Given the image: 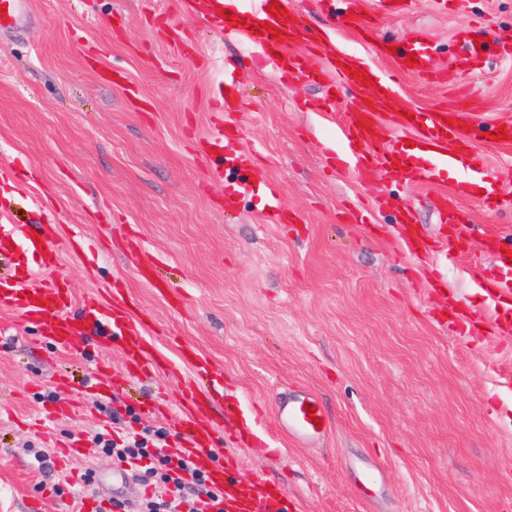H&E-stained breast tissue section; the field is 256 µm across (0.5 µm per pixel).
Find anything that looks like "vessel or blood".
Returning a JSON list of instances; mask_svg holds the SVG:
<instances>
[{
	"instance_id": "obj_1",
	"label": "vessel or blood",
	"mask_w": 512,
	"mask_h": 512,
	"mask_svg": "<svg viewBox=\"0 0 512 512\" xmlns=\"http://www.w3.org/2000/svg\"><path fill=\"white\" fill-rule=\"evenodd\" d=\"M272 0H261L258 12L235 10L233 19L220 15L222 0H205L202 8L191 9V0H179L182 11H194L200 19L221 29H230L235 19L248 21L247 39L257 46L250 62L256 67H276L282 81L302 79L323 86L326 99L336 95L337 83H345L358 93L359 101L340 128L341 139L347 156L362 168H379L386 173H399L408 177L416 186H433L441 173L453 170L459 178L453 189L454 198L466 197L471 192L473 179L487 178L490 169L484 157L472 150L470 131L482 128L484 122L476 101L465 92H458L448 101L439 104L434 111L415 113L405 118L392 112L381 116L379 108L396 95L398 77L411 74L428 81H453L459 70L479 63L489 44L487 30L478 24H469L461 30L460 40L463 54L451 63L448 69L436 71L429 67L427 57L421 52L422 38L419 32L408 34L405 49L390 52L387 43H377L380 56H392L395 73H387L369 63L360 55L343 51L330 44L313 46L305 44L302 27L297 19L274 15L268 7ZM5 12L0 15V32L11 33L23 28L30 15V0H0ZM364 0H348V8L342 19L343 27H358L363 37H372L373 32L366 23L362 11ZM416 54V65H408L409 54ZM365 70L371 84H362L353 78L352 70ZM396 131L418 130L419 136L413 152L404 153L383 141L381 124ZM225 134L215 131L201 141L202 151L210 156L225 157L227 164L242 170L248 167L250 155L238 150L226 152ZM430 158L429 165L418 162L419 155ZM438 221L453 227L452 235L432 242L420 230L412 211H402L399 219V234L408 252L419 260L438 255H447L464 241V230L454 214L452 204H443L438 212ZM500 237L488 236L484 247L495 257L499 267L510 270L507 278L481 279L480 287L490 301L489 317L470 313L472 321H483L493 333L501 336L512 334V259L505 257ZM0 259L14 263L17 278L8 282L0 280V308L11 310L28 325L35 327L41 338L55 348L68 350L77 344L91 342L101 347L112 344V328L117 314H124L125 333L123 340L124 368L122 373L112 372L105 365L99 366L94 378V387L102 394H110L113 385L122 378L146 373L161 361L162 356L151 339L128 315L129 307L122 294H114L109 304L89 300L74 306L68 289L60 279L43 280L36 276V269L54 272L59 266V251L51 228H43L39 237L18 233L14 229L0 227ZM194 374L186 382L183 399L179 406V423L189 435L179 448L181 456L190 458L197 467H206L217 439L218 430L207 419V394L202 389L198 375L207 368V361L199 354L188 358ZM325 412L319 398L304 391L278 401L275 405V420L279 429L292 441L308 443L327 433L326 428L317 427L316 419L324 418ZM285 495L281 487L264 488L254 479L240 481L224 496V512H281V501Z\"/></svg>"
}]
</instances>
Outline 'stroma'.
<instances>
[{
  "mask_svg": "<svg viewBox=\"0 0 512 512\" xmlns=\"http://www.w3.org/2000/svg\"><path fill=\"white\" fill-rule=\"evenodd\" d=\"M285 8L301 17L307 43L333 36L393 69L340 28L344 0ZM366 17L380 41L421 31L437 69L461 53L462 22L512 35V0H466L459 13L415 0L407 14L371 8ZM179 41L195 56H180ZM253 52L171 0H32L28 24L0 34V225L30 234L56 225L58 274L75 303L125 292L168 359L100 397L83 386L101 363L122 370L121 339L59 352L0 310V512L147 498L150 487L116 473L92 438L161 429L178 447L170 414L191 373L186 346L219 383L214 464L283 487L286 512H512V343L448 318L453 299L484 308L470 267L489 278L504 271L476 238L431 270L398 236L404 209L441 235L438 210L457 173L431 189L336 166L338 124L355 91L340 87L321 110L320 87L249 68ZM228 78L238 87L233 108L218 92ZM462 81L486 121L512 118V55L491 50ZM449 92L405 75L387 109L429 112ZM218 128L253 154L248 187L230 204L199 147ZM472 147L493 172L484 194L512 192V144L478 136ZM484 194L461 200L464 222L512 232V211L488 208ZM361 207L373 208V223L351 222ZM276 208L295 221L275 222ZM139 256L156 261L167 295L138 278ZM296 386L319 395L330 422L311 446L275 429L278 395ZM67 405L69 415L46 420L47 408ZM246 425L266 447L241 445ZM74 441L83 447L75 458L66 448Z\"/></svg>",
  "mask_w": 512,
  "mask_h": 512,
  "instance_id": "stroma-1",
  "label": "stroma"
}]
</instances>
